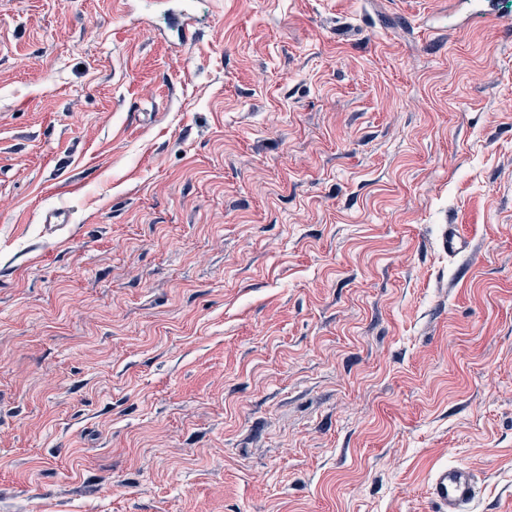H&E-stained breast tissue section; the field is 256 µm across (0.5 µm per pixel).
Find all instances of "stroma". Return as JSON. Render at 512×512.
I'll use <instances>...</instances> for the list:
<instances>
[{"instance_id": "obj_1", "label": "stroma", "mask_w": 512, "mask_h": 512, "mask_svg": "<svg viewBox=\"0 0 512 512\" xmlns=\"http://www.w3.org/2000/svg\"><path fill=\"white\" fill-rule=\"evenodd\" d=\"M510 90L512 0H0V512H512ZM429 493L437 512H467L477 494L475 476L464 465L442 467L432 477Z\"/></svg>"}]
</instances>
